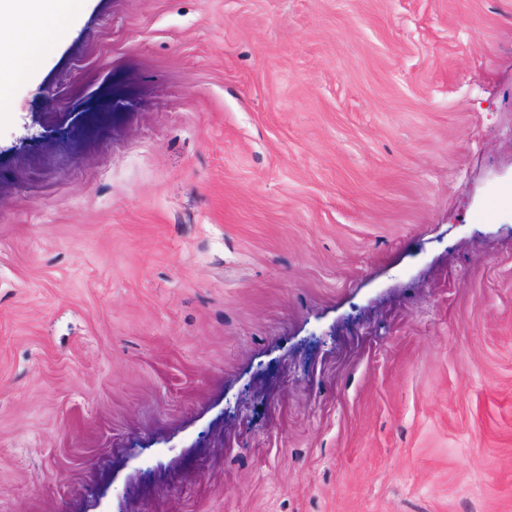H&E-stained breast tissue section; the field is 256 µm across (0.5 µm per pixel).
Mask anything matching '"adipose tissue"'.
Wrapping results in <instances>:
<instances>
[{
    "label": "adipose tissue",
    "instance_id": "adipose-tissue-1",
    "mask_svg": "<svg viewBox=\"0 0 512 512\" xmlns=\"http://www.w3.org/2000/svg\"><path fill=\"white\" fill-rule=\"evenodd\" d=\"M70 0H0V112H9L8 89L52 50L49 19L68 20Z\"/></svg>",
    "mask_w": 512,
    "mask_h": 512
}]
</instances>
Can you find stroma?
<instances>
[{
    "label": "stroma",
    "mask_w": 512,
    "mask_h": 512,
    "mask_svg": "<svg viewBox=\"0 0 512 512\" xmlns=\"http://www.w3.org/2000/svg\"><path fill=\"white\" fill-rule=\"evenodd\" d=\"M0 117V512H512V0H83Z\"/></svg>",
    "instance_id": "obj_1"
}]
</instances>
